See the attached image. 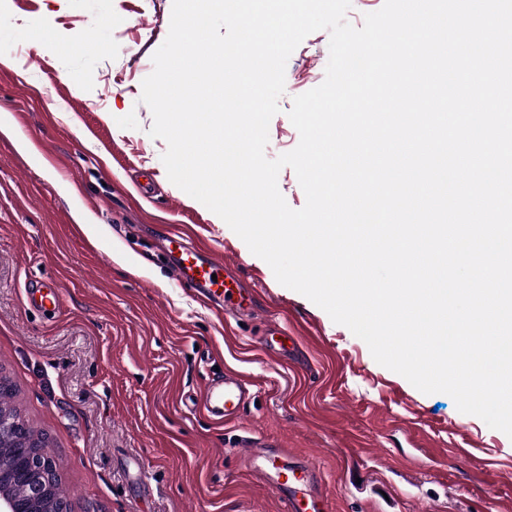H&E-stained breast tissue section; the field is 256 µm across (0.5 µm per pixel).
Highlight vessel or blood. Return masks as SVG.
<instances>
[{"label": "vessel or blood", "instance_id": "1", "mask_svg": "<svg viewBox=\"0 0 512 512\" xmlns=\"http://www.w3.org/2000/svg\"><path fill=\"white\" fill-rule=\"evenodd\" d=\"M170 272L180 287L187 288L209 302L238 311L245 310L240 289L230 287L232 264L200 244L185 238L169 240ZM62 289L53 281L26 291L28 304L60 306ZM251 385L241 375L228 371L223 381L206 384L200 398L203 409L214 419L229 422L239 417L251 398ZM243 461L252 476L276 493L281 512H332L333 506L321 486L319 470L308 461L293 457L284 448L248 447Z\"/></svg>", "mask_w": 512, "mask_h": 512}]
</instances>
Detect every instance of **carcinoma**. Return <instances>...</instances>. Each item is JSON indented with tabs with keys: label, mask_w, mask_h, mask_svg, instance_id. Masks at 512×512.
Masks as SVG:
<instances>
[{
	"label": "carcinoma",
	"mask_w": 512,
	"mask_h": 512,
	"mask_svg": "<svg viewBox=\"0 0 512 512\" xmlns=\"http://www.w3.org/2000/svg\"><path fill=\"white\" fill-rule=\"evenodd\" d=\"M0 413L23 422L21 434L0 440V470L8 472L18 449L33 452L40 456L41 465L31 473L32 480L40 483L44 489L42 498L29 504L31 512H52L58 499L62 498V477L60 465L49 452V441L46 433L35 429L25 420L15 402V393L0 396Z\"/></svg>",
	"instance_id": "1"
}]
</instances>
